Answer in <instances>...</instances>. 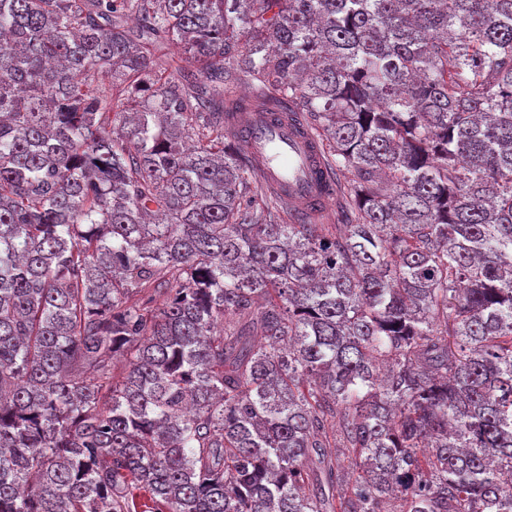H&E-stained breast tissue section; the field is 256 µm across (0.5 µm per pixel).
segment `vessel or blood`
Masks as SVG:
<instances>
[{"label": "vessel or blood", "instance_id": "1", "mask_svg": "<svg viewBox=\"0 0 512 512\" xmlns=\"http://www.w3.org/2000/svg\"><path fill=\"white\" fill-rule=\"evenodd\" d=\"M226 129L253 164L262 184L291 211L320 221L335 201V182L317 142L297 117L272 119L256 108L229 117Z\"/></svg>", "mask_w": 512, "mask_h": 512}]
</instances>
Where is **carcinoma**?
<instances>
[{"label":"carcinoma","mask_w":512,"mask_h":512,"mask_svg":"<svg viewBox=\"0 0 512 512\" xmlns=\"http://www.w3.org/2000/svg\"><path fill=\"white\" fill-rule=\"evenodd\" d=\"M238 49L336 231L225 140ZM132 488L512 512V0H0V512ZM158 64L165 69L166 76L177 77V69H194L193 64L187 59L182 49L175 43H165L161 50L155 52Z\"/></svg>","instance_id":"carcinoma-1"}]
</instances>
